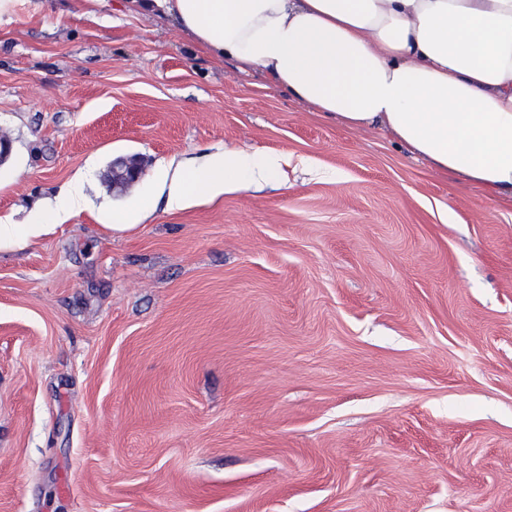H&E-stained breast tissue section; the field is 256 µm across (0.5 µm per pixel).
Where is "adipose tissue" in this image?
<instances>
[{
  "mask_svg": "<svg viewBox=\"0 0 512 512\" xmlns=\"http://www.w3.org/2000/svg\"><path fill=\"white\" fill-rule=\"evenodd\" d=\"M174 18L193 42L347 129L375 127L415 158L486 197L512 201V0H134ZM288 158L226 148L176 170L179 210L279 180ZM61 192L0 248L27 247L77 215Z\"/></svg>",
  "mask_w": 512,
  "mask_h": 512,
  "instance_id": "obj_1",
  "label": "adipose tissue"
}]
</instances>
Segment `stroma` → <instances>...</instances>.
<instances>
[{
  "instance_id": "35a3bbf8",
  "label": "stroma",
  "mask_w": 512,
  "mask_h": 512,
  "mask_svg": "<svg viewBox=\"0 0 512 512\" xmlns=\"http://www.w3.org/2000/svg\"><path fill=\"white\" fill-rule=\"evenodd\" d=\"M1 133L0 220L86 207L0 250V512H512V204L130 0L0 18ZM227 146L282 180L167 210ZM143 162L139 157H118L112 161V178H116L114 187L127 189L139 181L143 175Z\"/></svg>"
}]
</instances>
